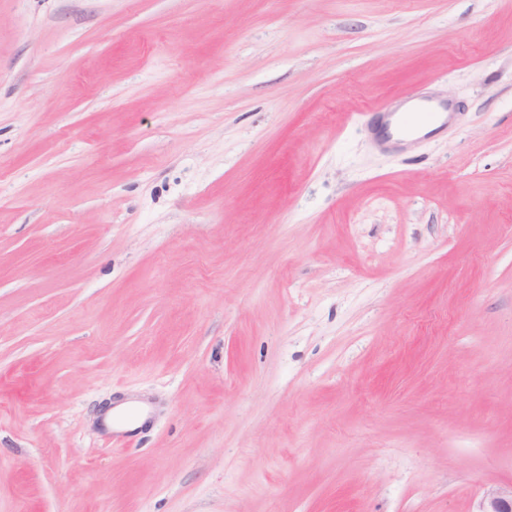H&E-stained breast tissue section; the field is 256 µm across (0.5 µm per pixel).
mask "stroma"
<instances>
[{"instance_id":"1","label":"stroma","mask_w":512,"mask_h":512,"mask_svg":"<svg viewBox=\"0 0 512 512\" xmlns=\"http://www.w3.org/2000/svg\"><path fill=\"white\" fill-rule=\"evenodd\" d=\"M429 95L437 131L358 114ZM150 411L134 437L99 415ZM512 486V0H0V512H477Z\"/></svg>"}]
</instances>
